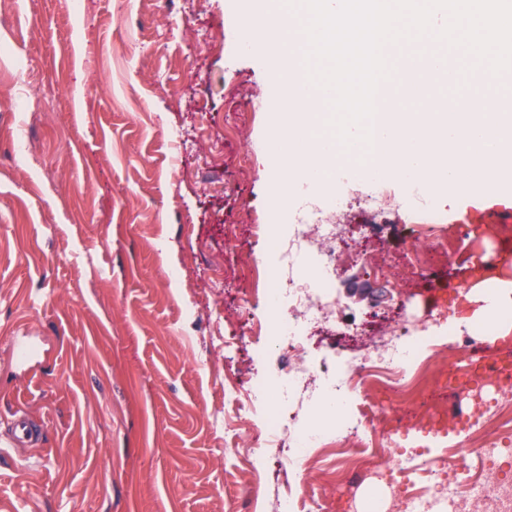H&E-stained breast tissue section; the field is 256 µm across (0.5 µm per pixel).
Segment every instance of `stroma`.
<instances>
[{
	"label": "stroma",
	"instance_id": "stroma-1",
	"mask_svg": "<svg viewBox=\"0 0 512 512\" xmlns=\"http://www.w3.org/2000/svg\"><path fill=\"white\" fill-rule=\"evenodd\" d=\"M0 35V512H271L291 490L335 512L342 459L322 453L302 474L254 437L275 388L246 421L224 405L225 381H255L242 311L254 267L276 261L255 227L284 238L289 224L269 195L276 86L236 53L230 0H6ZM388 182L379 214L355 203L353 162L336 171L345 236L395 271L341 260L340 317L372 327L314 337L315 359L373 356L390 325L458 306L475 321L473 268L512 262L496 198ZM463 221L476 230L454 254L407 272L433 223ZM25 413L42 434L10 448Z\"/></svg>",
	"mask_w": 512,
	"mask_h": 512
}]
</instances>
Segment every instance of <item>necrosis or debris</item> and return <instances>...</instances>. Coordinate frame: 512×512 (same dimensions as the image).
I'll list each match as a JSON object with an SVG mask.
<instances>
[{
    "instance_id": "1",
    "label": "necrosis or debris",
    "mask_w": 512,
    "mask_h": 512,
    "mask_svg": "<svg viewBox=\"0 0 512 512\" xmlns=\"http://www.w3.org/2000/svg\"><path fill=\"white\" fill-rule=\"evenodd\" d=\"M340 206L339 196L331 192L296 212L288 246L280 250L277 265L262 269V277L270 285L256 299L276 314L277 320L272 333L254 337L253 351L259 359L273 345L292 352L296 363L277 385L282 402L288 404L298 401L314 408L325 396L342 398L361 388L377 394L388 390L406 394L414 381L402 372V364L408 357L420 355L423 348L438 351L444 339L445 331L438 324L424 326L412 341L407 338V327H394L375 359L340 353L329 365L312 363L305 340L313 330L334 327L340 319L334 293L337 260L347 253L361 262L367 259L366 253L352 249L342 225L335 222ZM458 332L466 341L463 362L435 368L427 376L444 383L452 399L466 398L465 422L456 435H449L447 411L434 408L413 417L407 426L436 441L453 439V455L465 452L476 456L485 477L461 483L456 468L448 463L421 474L416 459L426 450L401 448L399 437L407 426L394 413L377 418L347 413L311 427L297 426L295 418L284 419L275 413L257 429V436L269 443L287 441L289 464L302 469L320 449L349 456L370 427L378 431L380 446L394 449L397 457L396 464L385 471L384 490L372 494L373 512H436L441 504L448 512H512V483L489 476L506 454L505 436L491 425L490 418L501 407L512 408V336L485 347L474 339L493 335V328L471 324L459 327Z\"/></svg>"
}]
</instances>
